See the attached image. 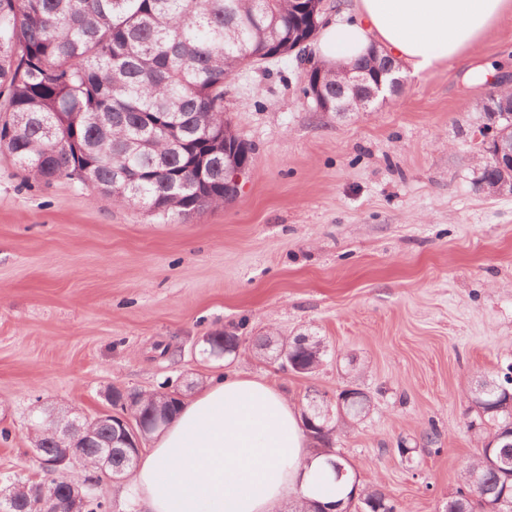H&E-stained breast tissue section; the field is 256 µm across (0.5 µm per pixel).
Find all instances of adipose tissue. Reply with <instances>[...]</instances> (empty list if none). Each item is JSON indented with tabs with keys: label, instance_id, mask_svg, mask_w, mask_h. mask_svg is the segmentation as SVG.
Instances as JSON below:
<instances>
[{
	"label": "adipose tissue",
	"instance_id": "ef3b65f1",
	"mask_svg": "<svg viewBox=\"0 0 512 512\" xmlns=\"http://www.w3.org/2000/svg\"><path fill=\"white\" fill-rule=\"evenodd\" d=\"M512 0H357L319 33L323 61L378 45L415 75L474 49ZM326 455L296 409L263 379L208 382L139 455L125 494L141 512H277L288 498L332 501Z\"/></svg>",
	"mask_w": 512,
	"mask_h": 512
}]
</instances>
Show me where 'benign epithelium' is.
Here are the masks:
<instances>
[{
  "label": "benign epithelium",
  "instance_id": "1",
  "mask_svg": "<svg viewBox=\"0 0 512 512\" xmlns=\"http://www.w3.org/2000/svg\"><path fill=\"white\" fill-rule=\"evenodd\" d=\"M303 38L288 53H297L303 58L308 52L309 43L315 38L319 26L315 19L308 20L303 25ZM371 66L342 64L336 67V84L330 85L324 80L327 66L316 62L310 66L306 74L307 97L315 101L320 112L334 111L354 112L379 96L383 85L389 90L396 91L402 85L397 77L399 70L395 60L385 51L373 46L367 53ZM484 111L493 120L494 134L487 147L491 155L488 166L493 167L497 175L492 179L482 180L483 188L490 194H512V92L504 90L501 85L493 86L485 98ZM252 148L235 134L224 133V186L239 190L241 179L249 169ZM112 419L118 423L114 427L115 438L103 449L109 461L100 466V476L112 482L124 479L121 472L112 469V454L118 450L124 454L138 456L142 450L143 441L154 431L163 428L161 420L152 425L145 424L138 416L131 415L120 407H113L111 412H101L95 418L82 417L72 419L66 415L57 420L49 419L50 430L53 432L57 448L47 452L38 444H33V455L39 468L56 482L64 483L65 496L61 498L53 512H86L92 494L68 481L64 471L72 464H85V448L94 443L95 434L92 424L98 420ZM28 491L25 484L13 483L8 491L0 489V512H15L18 491ZM344 512H378L377 501L359 495L352 498L349 508Z\"/></svg>",
  "mask_w": 512,
  "mask_h": 512
}]
</instances>
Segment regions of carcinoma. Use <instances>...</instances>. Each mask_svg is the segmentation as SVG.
Returning a JSON list of instances; mask_svg holds the SVG:
<instances>
[{"instance_id":"1","label":"carcinoma","mask_w":512,"mask_h":512,"mask_svg":"<svg viewBox=\"0 0 512 512\" xmlns=\"http://www.w3.org/2000/svg\"><path fill=\"white\" fill-rule=\"evenodd\" d=\"M296 29L291 0H0V152L37 180L66 177L167 217L222 206L236 197L216 146L232 127L224 82L288 53ZM317 352L295 348L294 361L315 367ZM510 394L506 375L475 404L506 426ZM112 402L151 423L174 418L182 395L166 383ZM472 472L512 487L482 453L448 507L512 512L471 497Z\"/></svg>"}]
</instances>
